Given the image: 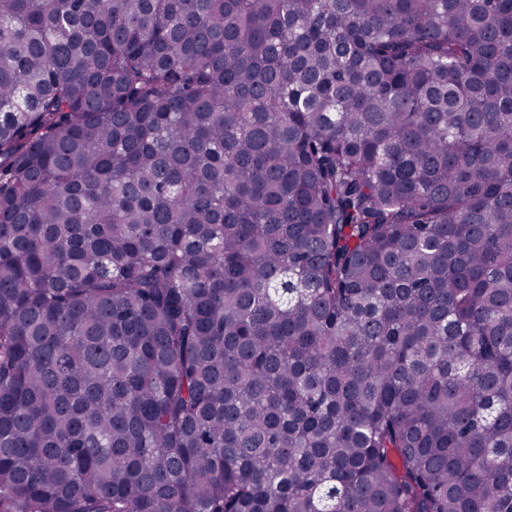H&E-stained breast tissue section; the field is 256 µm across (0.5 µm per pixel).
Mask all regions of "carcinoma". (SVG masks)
<instances>
[{"label": "carcinoma", "instance_id": "1", "mask_svg": "<svg viewBox=\"0 0 512 512\" xmlns=\"http://www.w3.org/2000/svg\"><path fill=\"white\" fill-rule=\"evenodd\" d=\"M0 512H512V0H0Z\"/></svg>", "mask_w": 512, "mask_h": 512}]
</instances>
